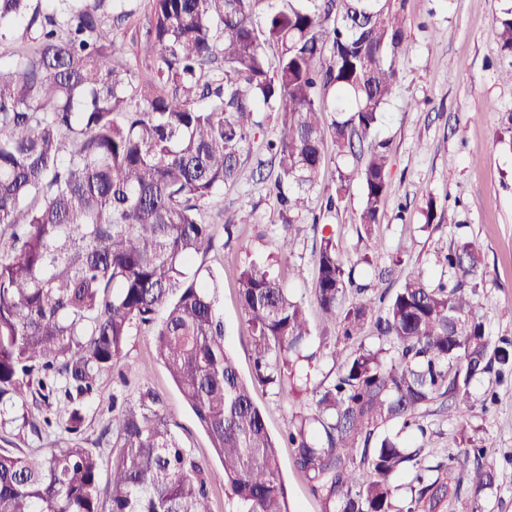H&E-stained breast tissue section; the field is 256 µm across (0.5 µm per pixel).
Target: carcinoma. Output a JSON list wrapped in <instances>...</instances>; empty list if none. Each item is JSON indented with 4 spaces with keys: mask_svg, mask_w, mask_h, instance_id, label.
Listing matches in <instances>:
<instances>
[{
    "mask_svg": "<svg viewBox=\"0 0 512 512\" xmlns=\"http://www.w3.org/2000/svg\"><path fill=\"white\" fill-rule=\"evenodd\" d=\"M148 2L140 54L151 75L141 80L114 65L125 0H0L1 57L14 25L34 33L0 67V237L10 241L0 253V423L40 440L54 425L52 400L69 405L55 447L0 448V512H211L205 467L151 390L112 396L107 459L81 444L84 403L141 328L208 435L233 512H289L256 384L312 390L310 413L289 420L284 438L323 512H448L461 495L451 484L458 466L474 500L491 493L497 469L486 448L465 439L432 465L402 438L426 434L420 418L436 402L467 427L472 381L512 376V339L490 340L475 300L480 251L453 246L439 257L448 279L414 275L378 298L356 283L321 224L355 182L359 223H378L389 149L369 137L398 81L406 0ZM497 30L512 58V7ZM262 110L282 127L265 146L281 249L293 225L321 227L314 297L341 336L315 335L282 280L245 267L248 381L224 344L218 281L192 264L215 246L201 207L223 208ZM325 112L335 114L328 130ZM329 137L337 156L365 160L336 168V193L318 211ZM251 223L250 213L228 218L224 246ZM352 291L360 298L347 307ZM367 325L369 342L338 347ZM318 356L339 373L311 388L297 367Z\"/></svg>",
    "mask_w": 512,
    "mask_h": 512,
    "instance_id": "cac0c4a2",
    "label": "carcinoma"
}]
</instances>
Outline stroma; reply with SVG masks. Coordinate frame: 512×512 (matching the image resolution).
<instances>
[{
  "label": "stroma",
  "mask_w": 512,
  "mask_h": 512,
  "mask_svg": "<svg viewBox=\"0 0 512 512\" xmlns=\"http://www.w3.org/2000/svg\"><path fill=\"white\" fill-rule=\"evenodd\" d=\"M512 0H407V48L397 63L399 83L384 107L373 140L390 147V183L379 221L364 229L359 221L362 187L353 184L336 211L324 217L335 230L338 252L354 269L357 282L378 290H396L410 275L428 283L447 277L437 254L470 241L484 258V292L488 297L485 324L492 337L512 336V133L506 116L512 113V82L503 73L512 64L501 58L495 19ZM130 15L114 31L121 47L118 67L135 75L147 70L137 43L144 32L148 0H128ZM261 131L252 140L239 177L224 190V207H203L212 224L216 246L198 256L196 265L209 269L220 285L224 338L243 377L252 371L245 315L237 295V275L252 262L268 267L302 300L312 323L320 317L313 303L315 251L320 232L297 225L288 253L279 250L283 224L268 194L272 171L257 173L266 139L280 133L275 113L255 115ZM453 211L454 221H431L428 202ZM249 212L252 223L240 226V243L226 247L224 223L236 212ZM156 394L179 440L207 464L213 512H228L221 466L210 440L191 409L157 361L153 337L132 336L114 373L100 382L86 415L82 436L86 447L108 454L102 435L112 422V397H138L141 389ZM498 402L473 418L469 430L493 458L512 453V381L498 387ZM269 433L280 436L291 414L300 408L287 390L255 386ZM431 436L425 445L427 462L445 460L459 427L447 413L431 410L426 418ZM280 473L288 492L290 512H323L306 476L295 469L290 448L279 450Z\"/></svg>",
  "instance_id": "stroma-1"
}]
</instances>
